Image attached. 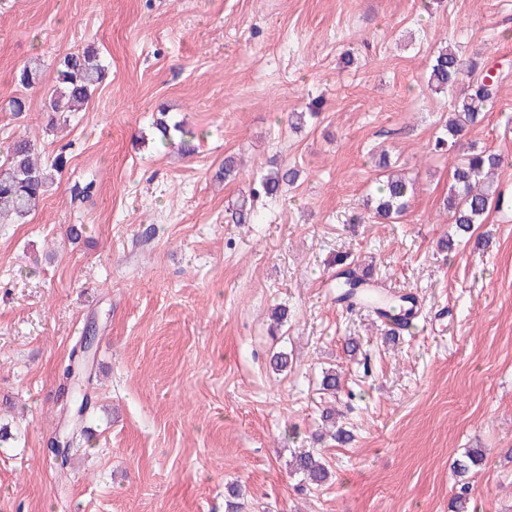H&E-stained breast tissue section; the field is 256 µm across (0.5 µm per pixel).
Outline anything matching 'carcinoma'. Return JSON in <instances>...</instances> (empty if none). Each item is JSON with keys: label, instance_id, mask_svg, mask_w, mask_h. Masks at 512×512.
Instances as JSON below:
<instances>
[{"label": "carcinoma", "instance_id": "obj_1", "mask_svg": "<svg viewBox=\"0 0 512 512\" xmlns=\"http://www.w3.org/2000/svg\"><path fill=\"white\" fill-rule=\"evenodd\" d=\"M105 73V65L92 48L66 55L57 65L56 85L44 100V110L56 114L78 111L92 98ZM461 74L458 52L451 47L441 49L431 64L427 88L435 94H445L458 83ZM40 79L41 69L37 64L23 67L15 76L17 83L24 89L32 88ZM498 90L499 79H481L455 97L443 133L435 139L433 145L436 153L463 150V157L454 165L448 196L443 198V206L451 214L452 223L457 232L463 235L468 234L473 225L483 223L491 210L500 211L504 205L502 191L494 181L502 164L501 155L487 148L479 149L473 143L461 148L462 136L483 122L486 107L494 104ZM66 163L61 153L45 161L29 140L20 137L14 139L6 152L0 155V220H22L36 212L44 197L57 183L58 176L62 175ZM296 177L297 172L291 168L271 170L252 188L251 196H275L282 185L294 182ZM411 191L408 180L384 175V178L378 180L374 208L366 217L357 215L356 220H390L403 215L408 210ZM366 278L367 274L355 265L336 273V301L349 302ZM75 365L77 376L71 386L72 407H78L80 412L88 414L92 409V397L84 389L83 359H77ZM335 418V408H326L323 421L331 425L328 435L341 444L350 442V432L336 426ZM481 460V450L474 448L467 454V460L459 461L454 466L460 488L453 497L452 512H468L471 488L466 476L471 467ZM292 466L294 472L308 483L319 484L328 478L324 463L312 448L295 454Z\"/></svg>", "mask_w": 512, "mask_h": 512}]
</instances>
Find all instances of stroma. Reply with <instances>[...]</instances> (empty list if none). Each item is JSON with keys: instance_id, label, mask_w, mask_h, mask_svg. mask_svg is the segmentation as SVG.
Here are the masks:
<instances>
[{"instance_id": "obj_1", "label": "stroma", "mask_w": 512, "mask_h": 512, "mask_svg": "<svg viewBox=\"0 0 512 512\" xmlns=\"http://www.w3.org/2000/svg\"><path fill=\"white\" fill-rule=\"evenodd\" d=\"M510 25L512 0H0V153L23 136L68 159L35 214L0 224V422L15 435L0 512H226L233 485L244 512H449L471 448L485 454L468 475L478 512H512V222L494 211L454 235L452 160L432 151L451 98L426 88L447 44L464 83L502 69L468 138L502 154L512 195ZM89 46L108 76L48 130L56 64ZM35 57L42 81L21 91ZM19 94L17 116L3 105ZM161 114L194 132L193 154L161 144ZM383 149L414 183L410 207L350 223ZM229 155L241 165L223 179ZM279 166L297 182L236 223ZM341 256L417 297L409 332L337 303ZM91 325L94 408L63 469L50 442L72 421L57 392ZM331 405L351 442H314ZM310 447L331 471L319 486L288 468Z\"/></svg>"}]
</instances>
